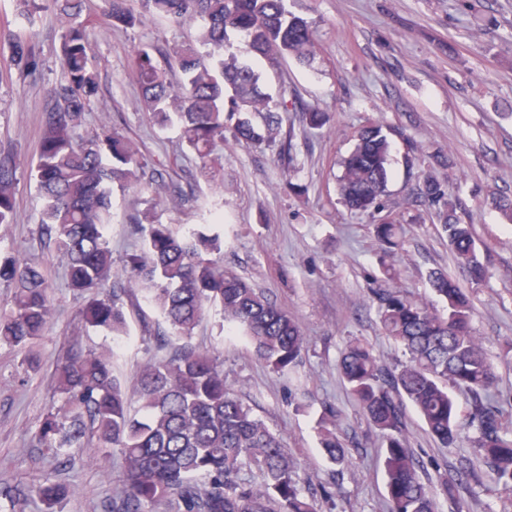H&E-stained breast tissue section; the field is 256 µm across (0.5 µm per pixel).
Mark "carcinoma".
Masks as SVG:
<instances>
[{"label": "carcinoma", "mask_w": 512, "mask_h": 512, "mask_svg": "<svg viewBox=\"0 0 512 512\" xmlns=\"http://www.w3.org/2000/svg\"><path fill=\"white\" fill-rule=\"evenodd\" d=\"M18 18L33 25L37 13L52 4L68 19L61 38L62 77L50 94L43 117L34 178L44 200L40 222L47 246L67 257L70 288L88 296L83 318L108 329L113 338L128 336L126 310L143 299L161 317L159 340L183 344L164 359L144 365L133 393L114 374L112 357L86 350L75 341L55 369L57 404L47 413L41 437L53 452L72 448L103 462L112 451L122 458L123 488L109 512H316L299 485L294 460L279 437L255 417L252 408L224 383L217 359L186 343L212 306L239 327L257 355L272 370L297 362L305 344L299 322L270 302L245 279L211 258L218 237L168 224H138L144 249L113 269L106 237L112 190L138 183L143 166L134 145L104 128L77 138L98 92V75L81 21L87 0H18ZM112 26L134 20L128 0H105ZM146 11L176 23L198 19L192 43L175 59L183 79L176 88L154 60L152 49L135 53L133 74L147 111L161 127L177 118L187 144L206 159L224 141L226 121L236 119L238 143L260 146L253 112L267 128L282 117L268 109L259 74L230 51L229 33L246 42L248 52L269 58L292 55L303 64L314 59L308 22L288 9V0H143ZM11 66L20 75L39 66L35 43L23 32L8 33ZM282 111L302 114L310 129H321L327 114L297 98ZM390 142L383 125L369 123L340 166L339 192L354 213L381 209L379 198L389 180ZM19 162L0 147V224L16 216ZM151 180L170 196L184 200L182 186L163 174ZM416 198L435 211L448 249L467 279L482 283L486 265L472 224L457 212L452 193L432 175L419 182ZM383 253L401 248L399 225L389 216L374 225ZM438 309L413 299L399 286L374 291L381 328L398 343L405 360L393 368L379 363L359 341L346 345L339 360L342 379L367 422L383 440L389 512H435L433 492L419 475V461L406 448L405 408L412 406L425 430L444 447L455 445L453 392L470 394L477 459L504 485L512 484V431L490 403L497 382L494 366L473 331V303L459 282L442 270L428 275ZM0 281L13 285L11 307L0 312V342L22 349L38 340L51 316L43 265L0 255ZM318 434L329 459L342 464L346 448L335 422L320 421ZM470 477L469 469L441 482L452 499Z\"/></svg>", "instance_id": "carcinoma-1"}]
</instances>
